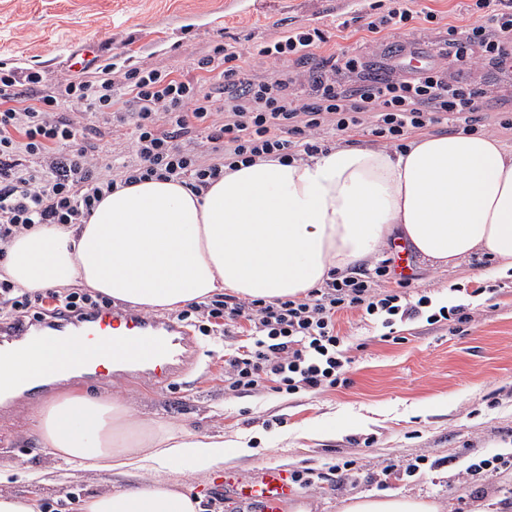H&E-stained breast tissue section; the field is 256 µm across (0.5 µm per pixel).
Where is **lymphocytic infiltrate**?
<instances>
[{
	"mask_svg": "<svg viewBox=\"0 0 512 512\" xmlns=\"http://www.w3.org/2000/svg\"><path fill=\"white\" fill-rule=\"evenodd\" d=\"M471 9L476 18L465 30L448 28L449 55L469 69L512 73V0H474ZM323 41L316 30L285 31L259 50L273 68L263 78L246 77L237 47L219 43L197 61L195 78L146 64L117 78L111 65L96 64L91 75L35 96L25 89L40 84L38 73L22 76L0 66V259L15 236L36 225L82 223L117 185L156 177L200 192L239 163L316 154L318 135L352 132L367 113L371 135L389 141L445 121L474 131L487 90L449 84L432 66L403 79L367 74L346 83L337 80L336 60L329 57L309 80L306 95L291 92L293 78L282 63H307ZM215 71L221 83L210 81ZM114 122L133 127L132 159L101 160L89 137L98 124ZM194 132L205 137L207 149L181 144V137ZM372 279L333 274L302 299L240 303L216 297L178 317L187 322L199 316L197 330L204 336L247 321L250 342L225 358L224 388L238 392L272 380L279 393L341 384L348 359L336 328L339 311H362L386 328L425 314L434 322L469 320L459 305L427 314V296L413 301L405 292L374 288ZM110 304L78 288L30 292L0 279V322L64 311L78 316Z\"/></svg>",
	"mask_w": 512,
	"mask_h": 512,
	"instance_id": "obj_1",
	"label": "lymphocytic infiltrate"
}]
</instances>
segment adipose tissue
<instances>
[{
	"mask_svg": "<svg viewBox=\"0 0 512 512\" xmlns=\"http://www.w3.org/2000/svg\"><path fill=\"white\" fill-rule=\"evenodd\" d=\"M439 266L477 253L475 276L512 267V147L487 133L420 135L400 151L338 147L306 159H256L203 193L176 181L120 185L84 224H43L6 247L0 271L28 290L78 285L145 311L218 293L301 298L331 270L378 252L391 234ZM53 354L0 360V395L53 376ZM43 448L112 485L81 512H198L183 468L224 461V438L150 421L117 397L60 396L34 411ZM345 512H438L405 495L349 499Z\"/></svg>",
	"mask_w": 512,
	"mask_h": 512,
	"instance_id": "adipose-tissue-1",
	"label": "adipose tissue"
}]
</instances>
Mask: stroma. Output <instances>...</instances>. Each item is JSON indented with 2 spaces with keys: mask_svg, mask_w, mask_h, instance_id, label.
Wrapping results in <instances>:
<instances>
[{
  "mask_svg": "<svg viewBox=\"0 0 512 512\" xmlns=\"http://www.w3.org/2000/svg\"><path fill=\"white\" fill-rule=\"evenodd\" d=\"M468 0H418L419 15L408 38L423 44L449 80L485 85L478 69L459 70L446 54L449 26L465 29L472 17ZM390 0H0V60L20 72L37 71L40 87L64 83L74 71L68 58L89 41L98 60L115 73L147 63L174 75H194V65L220 42L239 41V64L263 77L268 63L260 45L288 28L317 29L325 43L317 59L357 58L386 66L385 45L370 42L363 28L387 11ZM434 21H427L426 13ZM512 109V78L499 77L478 131L512 145L502 128ZM474 255L456 267L412 261L402 288L410 300L456 290L470 315L457 326L417 319L395 324L384 338L379 320L356 310L337 315L336 328L351 360L346 385L321 392L278 393L270 387L231 392L224 388V355L247 344L246 334L200 339L186 379L159 395L149 381L108 377L88 382L72 377L54 392L116 395L144 417L198 434L223 435L224 465L248 474L263 464L302 471L310 483L299 495L312 512H343L350 496L400 492L419 494L453 512H472L477 502L512 500V468L475 476L466 469L494 454L512 456V268L491 279L493 293H479L472 271L488 265ZM37 402L21 395L0 403V464H11L0 479V494L38 499L43 512H72L77 499L110 486L107 473L70 472L63 483L28 480L33 471H59L61 463L42 448L31 417ZM248 455H240V445ZM428 462L412 476L405 468L417 457ZM356 460V479L341 480L336 460Z\"/></svg>",
  "mask_w": 512,
  "mask_h": 512,
  "instance_id": "stroma-1",
  "label": "stroma"
}]
</instances>
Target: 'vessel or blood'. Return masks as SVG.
Instances as JSON below:
<instances>
[{"label": "vessel or blood", "instance_id": "vessel-or-blood-1", "mask_svg": "<svg viewBox=\"0 0 512 512\" xmlns=\"http://www.w3.org/2000/svg\"><path fill=\"white\" fill-rule=\"evenodd\" d=\"M75 336L87 341L89 353L71 365V372L91 375L94 360L111 355L120 365L147 369L152 386L160 393L185 373L175 362L176 347H199L193 330L178 319L102 307L79 317L41 322L21 317L0 323V353L29 347L53 349ZM218 474L220 494L253 512H288L299 499L293 472L284 466L264 465L248 479L223 468Z\"/></svg>", "mask_w": 512, "mask_h": 512}]
</instances>
